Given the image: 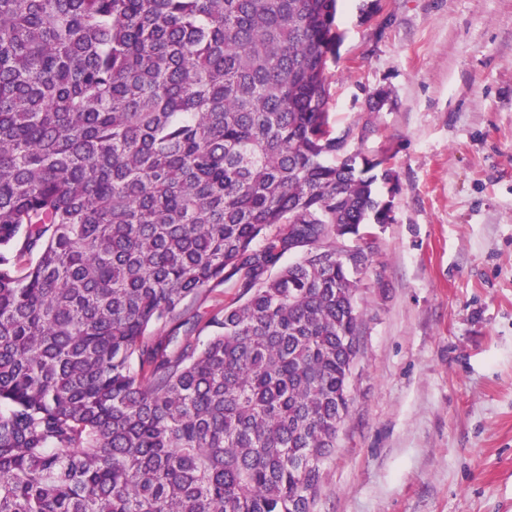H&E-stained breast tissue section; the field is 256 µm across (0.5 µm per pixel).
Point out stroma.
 Wrapping results in <instances>:
<instances>
[{
    "label": "stroma",
    "instance_id": "obj_1",
    "mask_svg": "<svg viewBox=\"0 0 512 512\" xmlns=\"http://www.w3.org/2000/svg\"><path fill=\"white\" fill-rule=\"evenodd\" d=\"M342 0L334 127L392 158L314 512H512V0ZM380 111L365 109L377 88Z\"/></svg>",
    "mask_w": 512,
    "mask_h": 512
}]
</instances>
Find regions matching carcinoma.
Returning <instances> with one entry per match:
<instances>
[{"label": "carcinoma", "instance_id": "carcinoma-1", "mask_svg": "<svg viewBox=\"0 0 512 512\" xmlns=\"http://www.w3.org/2000/svg\"><path fill=\"white\" fill-rule=\"evenodd\" d=\"M339 10L0 0V512H314L397 181L332 130ZM235 291L236 288H230V283L217 286L212 292L207 293L206 296L189 301V311L190 313L207 315L222 307L225 302L234 296Z\"/></svg>", "mask_w": 512, "mask_h": 512}]
</instances>
